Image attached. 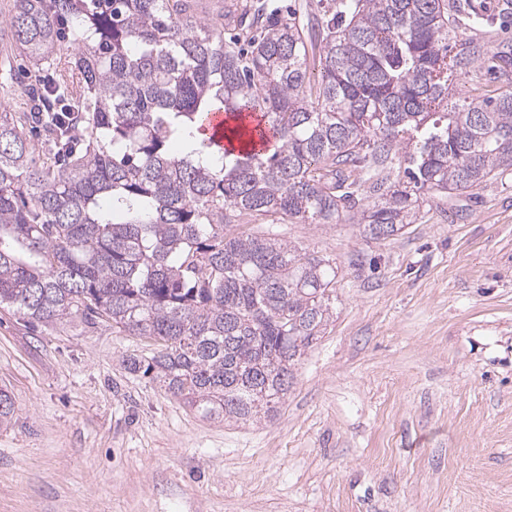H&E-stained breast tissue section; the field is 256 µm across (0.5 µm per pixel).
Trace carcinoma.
<instances>
[{
  "mask_svg": "<svg viewBox=\"0 0 512 512\" xmlns=\"http://www.w3.org/2000/svg\"><path fill=\"white\" fill-rule=\"evenodd\" d=\"M310 42L241 0L248 48L191 0H10L0 74V308L152 341L124 368L206 420L268 418L326 333L336 263L250 224H360L386 239L432 195L512 167V91L458 96L496 54L471 0H319ZM74 47L64 46L68 30ZM260 113L243 154L200 137ZM237 121L230 120L228 116H224V112H211L206 115L202 121L201 129L206 131L207 138L212 144L223 151L224 145L226 150L234 151L235 153L244 150V145L238 140H234L232 145L226 140L224 141V119L228 120V124L233 125L235 123L242 124L246 127L249 132V138L253 140L256 150L260 147V141L262 135L267 134L264 121L259 113L243 112L238 115ZM268 135V134H267Z\"/></svg>",
  "mask_w": 512,
  "mask_h": 512,
  "instance_id": "carcinoma-1",
  "label": "carcinoma"
}]
</instances>
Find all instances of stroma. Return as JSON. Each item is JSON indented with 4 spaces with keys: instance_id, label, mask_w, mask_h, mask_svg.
Listing matches in <instances>:
<instances>
[{
    "instance_id": "1",
    "label": "stroma",
    "mask_w": 512,
    "mask_h": 512,
    "mask_svg": "<svg viewBox=\"0 0 512 512\" xmlns=\"http://www.w3.org/2000/svg\"><path fill=\"white\" fill-rule=\"evenodd\" d=\"M472 2L478 39L512 41V0ZM269 230L338 268L270 420L200 418L110 325L0 309V512H512V168L388 239Z\"/></svg>"
}]
</instances>
